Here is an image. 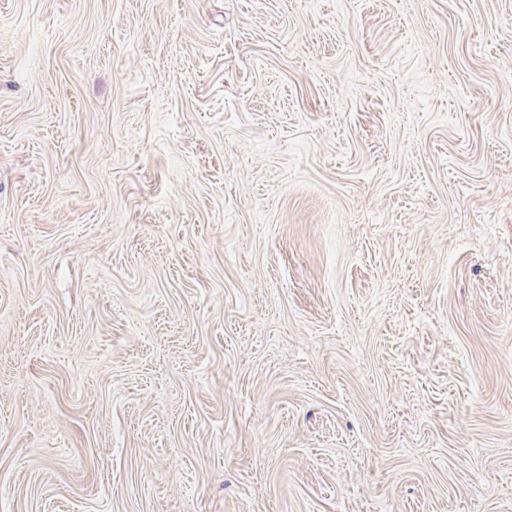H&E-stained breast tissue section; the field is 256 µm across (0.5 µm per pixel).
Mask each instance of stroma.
Here are the masks:
<instances>
[{"mask_svg": "<svg viewBox=\"0 0 512 512\" xmlns=\"http://www.w3.org/2000/svg\"><path fill=\"white\" fill-rule=\"evenodd\" d=\"M0 512H512V0H0Z\"/></svg>", "mask_w": 512, "mask_h": 512, "instance_id": "35a3bbf8", "label": "stroma"}]
</instances>
